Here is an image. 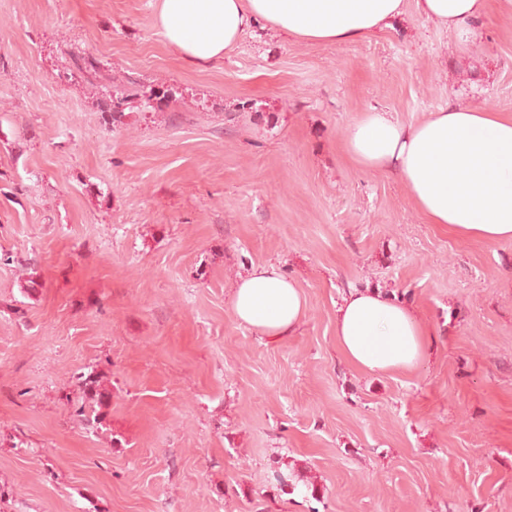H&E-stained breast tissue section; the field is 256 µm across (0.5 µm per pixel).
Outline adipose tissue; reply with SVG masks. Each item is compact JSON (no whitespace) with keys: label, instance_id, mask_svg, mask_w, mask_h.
I'll return each mask as SVG.
<instances>
[{"label":"adipose tissue","instance_id":"obj_1","mask_svg":"<svg viewBox=\"0 0 512 512\" xmlns=\"http://www.w3.org/2000/svg\"><path fill=\"white\" fill-rule=\"evenodd\" d=\"M402 0H159L157 25L186 60H222L255 22L291 37L340 43L367 38L388 26ZM434 23L466 36L487 0H418ZM346 151L363 170L397 176L431 224L485 241L512 240V116L451 105L403 125L368 112L343 135ZM237 319L277 340L295 332L305 298L273 264L252 269L236 283ZM429 333L391 295L365 288L349 292L336 311V339L346 359L368 374L413 368Z\"/></svg>","mask_w":512,"mask_h":512}]
</instances>
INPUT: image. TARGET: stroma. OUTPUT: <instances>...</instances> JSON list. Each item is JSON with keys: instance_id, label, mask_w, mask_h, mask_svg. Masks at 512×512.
<instances>
[{"instance_id": "35a3bbf8", "label": "stroma", "mask_w": 512, "mask_h": 512, "mask_svg": "<svg viewBox=\"0 0 512 512\" xmlns=\"http://www.w3.org/2000/svg\"><path fill=\"white\" fill-rule=\"evenodd\" d=\"M156 7L0 0V512H512V240L426 223L343 145L372 111L512 115V9L464 38L417 0L353 42L260 22L197 66ZM126 78L177 95L105 124L98 90ZM268 263L306 299L277 341L230 300ZM361 286L431 331L415 368L344 358L336 308ZM91 371L98 429L73 413Z\"/></svg>"}]
</instances>
